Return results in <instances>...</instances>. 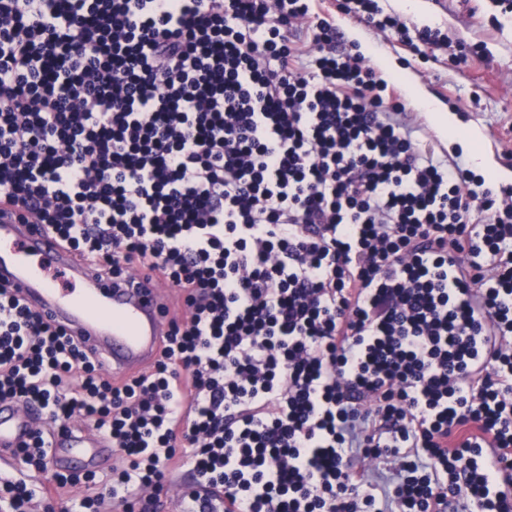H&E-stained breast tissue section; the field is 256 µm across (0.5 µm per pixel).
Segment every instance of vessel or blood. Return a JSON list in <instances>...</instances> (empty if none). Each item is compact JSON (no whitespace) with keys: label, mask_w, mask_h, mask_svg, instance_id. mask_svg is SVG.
Returning <instances> with one entry per match:
<instances>
[{"label":"vessel or blood","mask_w":512,"mask_h":512,"mask_svg":"<svg viewBox=\"0 0 512 512\" xmlns=\"http://www.w3.org/2000/svg\"><path fill=\"white\" fill-rule=\"evenodd\" d=\"M0 280L18 288L27 305L94 350L112 375L150 367L172 315L165 308L164 281L130 270L109 280L61 246L49 233L20 223L18 212L0 206ZM32 415L0 403V455L26 442ZM112 445L97 435L73 430L55 435L49 450L53 469L100 470Z\"/></svg>","instance_id":"vessel-or-blood-1"}]
</instances>
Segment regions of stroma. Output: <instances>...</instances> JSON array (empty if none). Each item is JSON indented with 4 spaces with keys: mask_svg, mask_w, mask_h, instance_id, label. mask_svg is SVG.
<instances>
[{
    "mask_svg": "<svg viewBox=\"0 0 512 512\" xmlns=\"http://www.w3.org/2000/svg\"><path fill=\"white\" fill-rule=\"evenodd\" d=\"M379 5L411 24L439 29L444 43L420 55L395 35L336 12L330 0H314L312 8L335 23L340 46L353 44V32H361L398 65L402 88H418L451 113L468 116L482 133L479 148L495 166L512 171V9L502 10L497 0H379ZM463 42L483 43L484 56L457 68L451 58Z\"/></svg>",
    "mask_w": 512,
    "mask_h": 512,
    "instance_id": "stroma-1",
    "label": "stroma"
}]
</instances>
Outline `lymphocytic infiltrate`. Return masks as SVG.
I'll list each match as a JSON object with an SVG mask.
<instances>
[{
    "label": "lymphocytic infiltrate",
    "mask_w": 512,
    "mask_h": 512,
    "mask_svg": "<svg viewBox=\"0 0 512 512\" xmlns=\"http://www.w3.org/2000/svg\"><path fill=\"white\" fill-rule=\"evenodd\" d=\"M336 39L309 0H0V203L184 310L116 380L0 285V401L46 421L13 456L84 487L1 476L0 512H158L176 459L225 512H512V189ZM75 426L107 469L48 472Z\"/></svg>",
    "instance_id": "obj_1"
}]
</instances>
